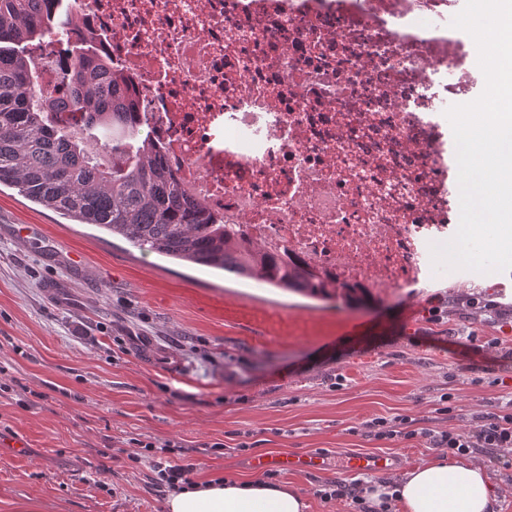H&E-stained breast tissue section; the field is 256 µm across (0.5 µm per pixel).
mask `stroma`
<instances>
[{"mask_svg": "<svg viewBox=\"0 0 512 512\" xmlns=\"http://www.w3.org/2000/svg\"><path fill=\"white\" fill-rule=\"evenodd\" d=\"M205 296L279 310L310 332L255 345L212 319ZM373 296L349 307L171 260L0 190V512L29 499L37 512H163L154 462L130 458L132 437L179 441L199 483L252 475L259 455L322 454L325 471L281 470L275 483L299 489L307 512H353L317 495L346 481L336 460L386 453L406 470L433 456L420 437L361 436L362 423L409 416L461 432L512 401V276L466 270ZM340 320L360 324L356 345L337 337ZM28 390L41 399L25 408ZM250 436L257 447L236 450Z\"/></svg>", "mask_w": 512, "mask_h": 512, "instance_id": "35a3bbf8", "label": "stroma"}]
</instances>
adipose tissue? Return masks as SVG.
Wrapping results in <instances>:
<instances>
[{
	"label": "adipose tissue",
	"instance_id": "1",
	"mask_svg": "<svg viewBox=\"0 0 512 512\" xmlns=\"http://www.w3.org/2000/svg\"><path fill=\"white\" fill-rule=\"evenodd\" d=\"M392 496L395 512H495L497 492L478 462L435 456L403 473L394 484L373 487L368 498L381 505ZM304 496L288 485L258 478L209 480L172 494L164 512H305Z\"/></svg>",
	"mask_w": 512,
	"mask_h": 512
}]
</instances>
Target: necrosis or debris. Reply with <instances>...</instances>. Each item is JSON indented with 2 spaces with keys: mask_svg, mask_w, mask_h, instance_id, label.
<instances>
[{
  "mask_svg": "<svg viewBox=\"0 0 512 512\" xmlns=\"http://www.w3.org/2000/svg\"><path fill=\"white\" fill-rule=\"evenodd\" d=\"M27 44L59 99L69 43L109 59L164 165L218 223L336 285L411 288L460 214L448 0H75Z\"/></svg>",
  "mask_w": 512,
  "mask_h": 512,
  "instance_id": "4bbe7bcc",
  "label": "necrosis or debris"
}]
</instances>
